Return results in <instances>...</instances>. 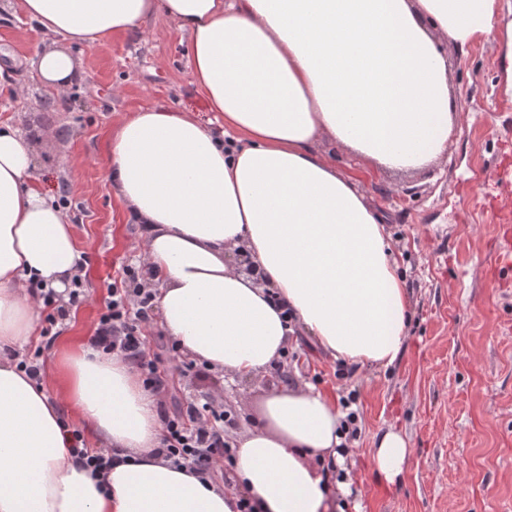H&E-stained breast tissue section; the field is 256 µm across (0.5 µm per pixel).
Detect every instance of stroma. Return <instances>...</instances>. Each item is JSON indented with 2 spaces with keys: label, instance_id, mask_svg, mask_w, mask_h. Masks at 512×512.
<instances>
[{
  "label": "stroma",
  "instance_id": "1",
  "mask_svg": "<svg viewBox=\"0 0 512 512\" xmlns=\"http://www.w3.org/2000/svg\"><path fill=\"white\" fill-rule=\"evenodd\" d=\"M510 30L512 0H503L491 41L449 52L450 92L461 119L447 152L424 169L384 171L361 184L410 290L413 317L398 361L386 370L347 365L297 331L288 356L256 378L185 373L180 365L189 355L170 362V339L155 325L148 348L166 371L159 394L167 410L210 402L231 414L239 435L259 426L262 401L274 388L351 396L362 418L347 458L359 512H512V271L493 263L512 223L480 219L484 194L497 180L500 145L512 140V89L503 66ZM37 43L30 24L0 14V67L18 82L0 87V123L31 140L45 189L67 194L88 295L68 310L45 349L50 361L88 342L109 283L123 265L140 261L141 227L107 178L118 120L158 103H201L188 40L164 18L75 48L79 76L63 108L44 104L49 89L34 64ZM389 429L412 450L404 477L393 484L370 463L378 436Z\"/></svg>",
  "mask_w": 512,
  "mask_h": 512
}]
</instances>
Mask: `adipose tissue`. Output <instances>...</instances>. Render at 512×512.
Wrapping results in <instances>:
<instances>
[{
	"mask_svg": "<svg viewBox=\"0 0 512 512\" xmlns=\"http://www.w3.org/2000/svg\"><path fill=\"white\" fill-rule=\"evenodd\" d=\"M46 44L38 70L57 94L91 47L156 17L187 37L208 120L163 104L123 116L108 175L143 227L167 336L214 370L269 371L301 325L334 358L398 359L410 297L385 227L321 139L374 171L427 167L459 120L446 48L488 41L501 0H7ZM34 148L0 125V512H235V491L155 453L158 397L120 354L88 345L60 360L51 398L18 367L39 338L31 287L64 293L81 255L71 217L34 179ZM244 249L252 272L227 255ZM70 410L88 438L119 449L106 479L72 453ZM260 428L235 443L241 489L263 512H344L343 412L312 389L271 390ZM321 457L313 469L308 457ZM411 450L384 433L375 471L393 483Z\"/></svg>",
	"mask_w": 512,
	"mask_h": 512,
	"instance_id": "1",
	"label": "adipose tissue"
}]
</instances>
